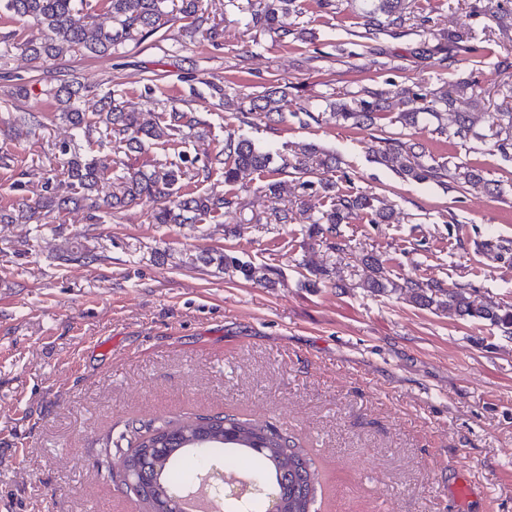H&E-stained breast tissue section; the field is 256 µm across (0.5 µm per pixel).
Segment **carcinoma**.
<instances>
[{
  "mask_svg": "<svg viewBox=\"0 0 512 512\" xmlns=\"http://www.w3.org/2000/svg\"><path fill=\"white\" fill-rule=\"evenodd\" d=\"M410 0H352L363 21V38L372 41L367 46L372 56H381L378 45L382 35L397 36L415 31L418 39L411 50L414 63L428 65L433 58L442 67H448L468 59L480 51L482 38L479 32L486 27L465 23L448 32L444 40H435L428 20L411 15ZM168 0H107V11L111 25L96 26L90 13L89 0H0V7L20 21L31 23L46 32L42 38H28L22 42L0 40V55L5 56L14 49L21 50L34 68L40 69L48 62L67 53L95 56H110L128 41L153 34L168 16ZM299 12L298 0H263V7L250 14L248 26L263 30L284 39L292 30L283 25L282 18ZM395 81L384 79L377 87H361L348 94V99H339L330 104L329 119L339 125L357 128L378 126V121L390 113L389 95L401 101L404 110L392 117L391 123L399 124L401 131H382L379 138L381 148L377 151L378 163L389 167L404 180L431 181L440 185L453 183L462 188L469 183L483 182L492 194L501 191V184L488 180L483 170L467 164H455L436 160L425 145L404 130L414 127L422 115L437 123L435 132L448 140L474 138L488 152L503 157H512V111L495 113L496 121L486 133L474 129L472 113L462 112L458 104L467 100L470 108L481 105V92L468 81L456 83L448 92L437 96L419 84L401 86L395 91L389 87ZM218 105L242 114H256L268 121L284 118L288 106V86L272 82L257 96L243 95L229 98L219 86L214 87ZM57 103L58 116L73 129L84 133L86 138L97 135L96 142L116 143L129 156L141 153L153 141L177 142L184 130H193L200 120L192 112L173 111L152 125L141 121V113L128 109L122 94L108 92L101 100L100 110L89 118L77 105L79 91L63 82L49 90ZM454 113V125L442 123L444 114ZM57 160L62 167L67 194L52 193L28 204L19 203L12 208L0 209V224H39L54 212L68 209L70 205H82L95 212L94 218L110 217L113 213L144 205L150 209L154 224H197L219 213H228L235 205L233 199L219 193H197L182 190L181 180L185 168L193 163L185 151L177 153L171 160L155 161L141 167H133L122 161L116 163L112 172V192L100 195L106 165L94 155L79 153L75 140L55 146ZM271 162L270 154L260 150L248 138L227 134L224 149L207 157L196 169L195 176L203 180L214 172L224 174V182L237 181L242 170L262 171ZM340 168L336 154L314 144L303 145L280 157L279 171L294 177V183L277 180L264 187L265 195L279 199L288 192V187L303 190L309 198L323 194L332 198L330 208L318 212L312 226L320 234H331L340 224H348L361 216L371 224H387L391 211L375 204V198L365 192H340L336 190L334 173ZM216 264L220 270L239 274L246 279L263 278L262 268L239 257L220 252L216 255L201 254L189 259V263ZM369 274L360 287L377 294H405L415 304L435 307L450 314L486 321L497 327L504 335H512V305L493 301L475 302L467 296L464 288H435L423 286L419 281L407 279L397 284L381 275L378 260L367 263ZM216 422L226 421L230 427L224 435L240 436L245 444L223 443L220 448L228 452L224 456V470L236 471L248 465L251 473L280 497L288 494V512H310L314 502L318 471L302 448L290 437L270 429L256 420L239 419L233 416H215ZM204 426V417L184 415L163 424L137 431L128 440L129 448L122 456L123 470L136 468L145 473L159 468L158 480L146 489L138 484L125 483L148 508L169 501L176 487L182 484L177 463L191 458L204 466L216 448H198L183 444L184 437Z\"/></svg>",
  "mask_w": 512,
  "mask_h": 512,
  "instance_id": "carcinoma-1",
  "label": "carcinoma"
}]
</instances>
